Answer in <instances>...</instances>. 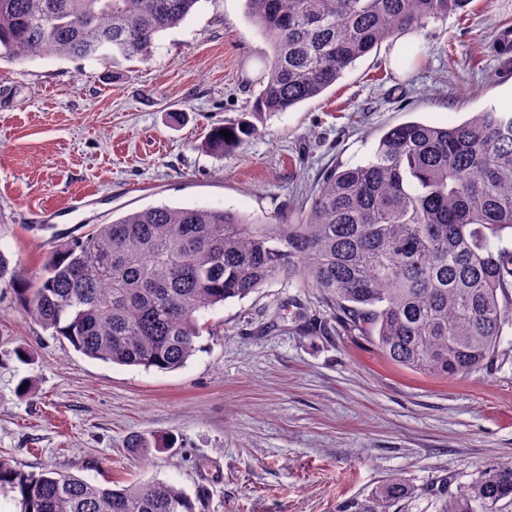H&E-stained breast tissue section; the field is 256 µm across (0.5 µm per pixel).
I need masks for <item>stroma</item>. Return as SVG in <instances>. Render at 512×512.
<instances>
[{
	"label": "stroma",
	"mask_w": 512,
	"mask_h": 512,
	"mask_svg": "<svg viewBox=\"0 0 512 512\" xmlns=\"http://www.w3.org/2000/svg\"><path fill=\"white\" fill-rule=\"evenodd\" d=\"M512 0H471L356 61L318 97L267 117L224 156L211 125L250 112L271 44L245 0H199L150 57L0 58V252L38 275L59 239L162 204L298 221L322 172L366 161L392 126L461 123L512 105ZM88 194L85 207L65 205ZM179 370L112 365L30 321L0 282V457L109 486L162 480L197 512H341L389 477L414 486L392 512H435L429 490L512 462V329L487 370L413 372L330 319L318 291L269 282L203 316ZM31 390L20 394L18 384ZM174 438L148 454L131 437Z\"/></svg>",
	"instance_id": "stroma-1"
}]
</instances>
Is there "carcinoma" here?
I'll use <instances>...</instances> for the list:
<instances>
[{"label": "carcinoma", "instance_id": "obj_1", "mask_svg": "<svg viewBox=\"0 0 512 512\" xmlns=\"http://www.w3.org/2000/svg\"><path fill=\"white\" fill-rule=\"evenodd\" d=\"M200 0H0V55L147 59L157 37ZM272 40L250 115L319 96L395 34L416 32L468 0H246ZM230 132L225 137L222 131ZM241 117L201 144L222 156L256 134ZM512 110L490 106L459 124L408 121L370 159L323 172L297 224H257L230 209L151 206L62 241L39 276L12 288L29 318L94 360L175 371L198 351L199 316L274 280L316 288L342 329L370 336L392 361L426 375L488 367L512 326ZM18 512H196L165 482L96 485L24 472L0 459V488ZM402 477L342 512H388L410 498ZM436 512H497L512 500V462L486 468Z\"/></svg>", "mask_w": 512, "mask_h": 512}]
</instances>
